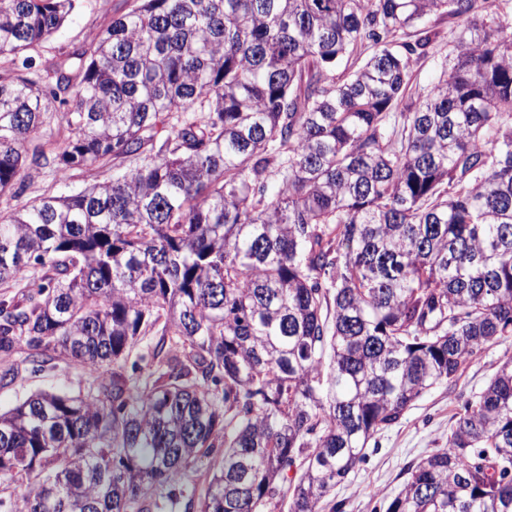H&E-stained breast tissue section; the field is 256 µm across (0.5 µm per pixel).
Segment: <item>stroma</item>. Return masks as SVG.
I'll use <instances>...</instances> for the list:
<instances>
[{"label":"stroma","mask_w":512,"mask_h":512,"mask_svg":"<svg viewBox=\"0 0 512 512\" xmlns=\"http://www.w3.org/2000/svg\"><path fill=\"white\" fill-rule=\"evenodd\" d=\"M134 0H79V5L63 29L49 42L32 50L36 62L50 61L59 52L85 44L113 17L132 8ZM110 171L96 176L72 169L66 176L32 174L17 194L0 196V213L8 214L47 194L71 193L91 180L104 181ZM512 359V341L484 350L452 385L427 392L408 408L398 423L381 431L366 449L365 460L333 492L343 512H386L388 503L403 489L412 467L442 447L448 431L465 400L481 392L500 365ZM14 367L12 383L0 386V411L14 407L39 390L88 393L96 386L98 371L53 359L42 371L32 372L22 354L0 356V370Z\"/></svg>","instance_id":"1"}]
</instances>
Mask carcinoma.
<instances>
[{
    "label": "carcinoma",
    "instance_id": "cac0c4a2",
    "mask_svg": "<svg viewBox=\"0 0 512 512\" xmlns=\"http://www.w3.org/2000/svg\"><path fill=\"white\" fill-rule=\"evenodd\" d=\"M78 0H0V352L106 369L0 413V512H323L368 443L512 339V10L501 0H136L41 69ZM460 23L440 53L433 16ZM414 29V39L396 36ZM369 48L350 73L344 59ZM63 138L40 139L51 123ZM159 337L125 371L141 337ZM386 512H512V360ZM432 23L436 24L443 38L441 54L436 58L422 61L415 69L412 92L417 98L425 96L429 90L439 81L442 74V61L452 50L457 39L458 25L448 18L433 17ZM92 182L86 171L71 169L64 178L59 175L33 173L16 195L10 193L0 197V212L6 215L24 205H29L47 194H69ZM211 473L212 456L202 457L182 481L181 490L183 491V495H190L193 486L200 489L204 483L209 481Z\"/></svg>",
    "mask_w": 512,
    "mask_h": 512
}]
</instances>
